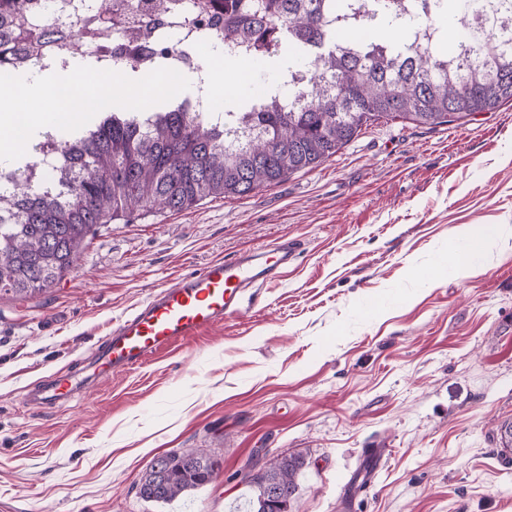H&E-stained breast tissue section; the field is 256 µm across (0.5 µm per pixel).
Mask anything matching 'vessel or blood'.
Returning <instances> with one entry per match:
<instances>
[{
	"label": "vessel or blood",
	"instance_id": "obj_1",
	"mask_svg": "<svg viewBox=\"0 0 512 512\" xmlns=\"http://www.w3.org/2000/svg\"><path fill=\"white\" fill-rule=\"evenodd\" d=\"M301 248L299 239L281 237L273 244L217 258L199 271L178 277L127 318L96 350L94 375L130 370L202 330L239 314L250 289L280 279ZM79 386L72 375L56 376L42 396L71 395Z\"/></svg>",
	"mask_w": 512,
	"mask_h": 512
}]
</instances>
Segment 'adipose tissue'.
I'll use <instances>...</instances> for the list:
<instances>
[{"instance_id": "adipose-tissue-1", "label": "adipose tissue", "mask_w": 512, "mask_h": 512, "mask_svg": "<svg viewBox=\"0 0 512 512\" xmlns=\"http://www.w3.org/2000/svg\"><path fill=\"white\" fill-rule=\"evenodd\" d=\"M112 84L109 75L99 69L90 83L77 69L53 77L35 70L19 80L0 83V166L10 165L21 152L20 135L33 138L79 123L92 100ZM23 98L37 101L38 111L22 109L19 101Z\"/></svg>"}]
</instances>
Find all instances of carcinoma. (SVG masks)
<instances>
[{
  "mask_svg": "<svg viewBox=\"0 0 512 512\" xmlns=\"http://www.w3.org/2000/svg\"><path fill=\"white\" fill-rule=\"evenodd\" d=\"M214 16L224 44L249 43L262 60L280 59L287 76L313 70L311 86L294 90L295 107L276 99L223 113L216 124L187 99L148 110L147 124L109 106L111 118L84 137L41 133L28 151L59 146L60 166L30 181V162L12 170L19 188H0V296L33 298L75 264L84 241L138 207L182 211L207 199L243 197L310 170L381 120L439 125L512 102V45L492 25L476 23L449 51L423 45L417 31L440 34L437 21L465 24L492 8L512 20V0H221ZM406 36L400 44L381 32ZM68 37L33 0H0V70L40 68ZM144 68L162 71L166 49L143 44ZM299 454L259 467L245 484L247 512H272L267 490L286 509L296 500ZM220 462L203 448L168 452L152 461L138 484L145 501L169 503L210 483Z\"/></svg>",
  "mask_w": 512,
  "mask_h": 512,
  "instance_id": "cac0c4a2",
  "label": "carcinoma"
}]
</instances>
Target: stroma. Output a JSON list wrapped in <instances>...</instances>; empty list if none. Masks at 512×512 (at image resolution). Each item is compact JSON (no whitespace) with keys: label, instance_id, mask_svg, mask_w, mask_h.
Masks as SVG:
<instances>
[{"label":"stroma","instance_id":"stroma-1","mask_svg":"<svg viewBox=\"0 0 512 512\" xmlns=\"http://www.w3.org/2000/svg\"><path fill=\"white\" fill-rule=\"evenodd\" d=\"M496 227L476 270L454 253ZM302 250L245 310L60 405L113 326L206 262ZM512 103L436 126L379 122L243 197L134 211L46 293L0 297V512H235L256 449L300 454L293 512H512ZM204 448L209 485L142 500L153 459ZM367 448L386 459L357 490ZM76 381L72 375H58L52 384L41 393V399H61L71 395L82 384Z\"/></svg>","mask_w":512,"mask_h":512}]
</instances>
